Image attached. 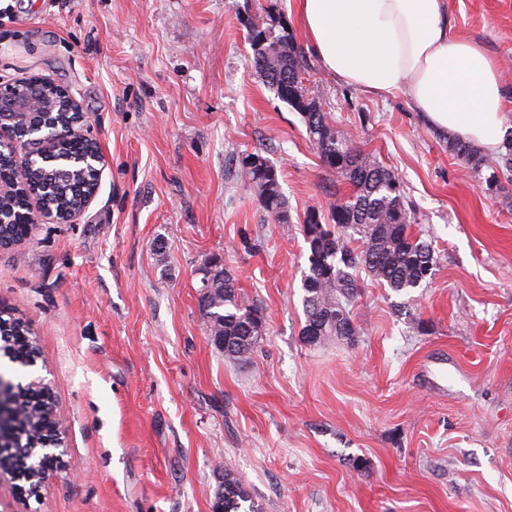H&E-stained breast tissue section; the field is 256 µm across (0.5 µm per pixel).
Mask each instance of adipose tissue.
<instances>
[{"mask_svg": "<svg viewBox=\"0 0 512 512\" xmlns=\"http://www.w3.org/2000/svg\"><path fill=\"white\" fill-rule=\"evenodd\" d=\"M311 52L337 81L403 94L441 131L492 149L506 127L497 61L451 36L445 0H295Z\"/></svg>", "mask_w": 512, "mask_h": 512, "instance_id": "obj_1", "label": "adipose tissue"}]
</instances>
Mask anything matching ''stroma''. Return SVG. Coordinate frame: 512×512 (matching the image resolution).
I'll return each instance as SVG.
<instances>
[{"label": "stroma", "instance_id": "obj_1", "mask_svg": "<svg viewBox=\"0 0 512 512\" xmlns=\"http://www.w3.org/2000/svg\"><path fill=\"white\" fill-rule=\"evenodd\" d=\"M452 36L512 85V0H446ZM286 26L294 0H0V85L66 89L102 161L73 221L0 250V307L39 355L60 461L38 497L0 476V512H212L236 473L263 512H512V175L474 171L402 95L305 76L339 135L398 176L437 257L397 293L359 273L357 333L310 347L301 277L307 210L349 186L300 115L259 77L243 16ZM281 170L289 223L267 216L238 157ZM264 309L249 361L200 316L213 258Z\"/></svg>", "mask_w": 512, "mask_h": 512}]
</instances>
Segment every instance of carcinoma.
Wrapping results in <instances>:
<instances>
[{"mask_svg":"<svg viewBox=\"0 0 512 512\" xmlns=\"http://www.w3.org/2000/svg\"><path fill=\"white\" fill-rule=\"evenodd\" d=\"M244 26L254 69L277 97L301 116L323 166L351 186L349 194H338L329 204L330 223H322L320 210L312 208L302 224L309 266L301 279L305 314L301 340L315 337L308 342L312 346L335 336L347 338L356 331L345 302L358 293L357 274L363 271L396 293L420 288L436 264L434 250L413 234L415 213L405 203L394 171L360 150L351 139L336 134L319 97L303 85L301 74L309 63L288 34L257 15L247 17ZM38 119L60 133L54 163L50 165L44 158L19 169L8 149L0 152V178L18 181L17 197L3 204L6 222L0 223V248H10L30 234L35 224L28 208L30 196L42 198L65 222L83 209L97 188V168L87 166L75 173L64 162L79 151H99L91 138H84L80 145L72 142L68 131L74 114L63 108ZM450 149L475 170L484 165L483 157L460 138L450 143ZM240 165L261 208L274 222L288 223V205L276 164L252 152L241 157ZM200 314L211 342L237 360H248L263 336V308L244 297L222 263L202 281ZM0 346L16 359L38 356L29 327L11 315L0 318ZM17 401L20 416L14 438L24 442V447L56 434L59 418L46 390L21 388ZM213 512L262 510L243 481L226 470L215 494Z\"/></svg>","mask_w":512,"mask_h":512,"instance_id":"cac0c4a2","label":"carcinoma"}]
</instances>
